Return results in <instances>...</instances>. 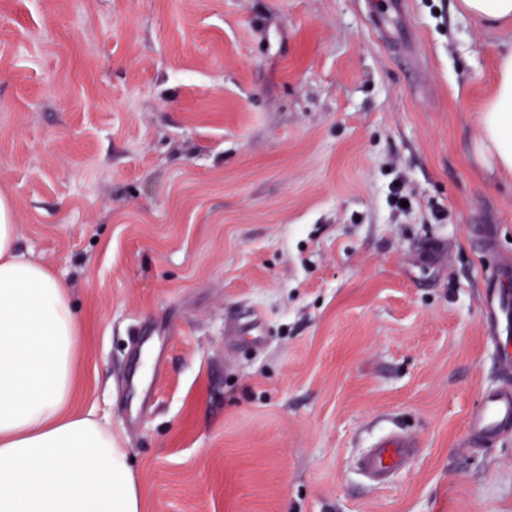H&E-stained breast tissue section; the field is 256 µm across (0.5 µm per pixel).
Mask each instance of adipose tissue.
Listing matches in <instances>:
<instances>
[{"label":"adipose tissue","instance_id":"obj_1","mask_svg":"<svg viewBox=\"0 0 512 512\" xmlns=\"http://www.w3.org/2000/svg\"><path fill=\"white\" fill-rule=\"evenodd\" d=\"M478 122L479 158L512 174V46ZM16 241L0 199V512H142L121 439L70 411L81 329L69 291Z\"/></svg>","mask_w":512,"mask_h":512}]
</instances>
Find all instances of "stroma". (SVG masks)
<instances>
[{"instance_id": "1", "label": "stroma", "mask_w": 512, "mask_h": 512, "mask_svg": "<svg viewBox=\"0 0 512 512\" xmlns=\"http://www.w3.org/2000/svg\"><path fill=\"white\" fill-rule=\"evenodd\" d=\"M377 10L0 0V196L69 290L71 410L121 437L142 512H512V433H466L500 381L512 176L475 145L512 29ZM393 429L414 454L371 485ZM510 281H512V262L505 260L487 278L484 288L485 334L494 345L510 330V292L506 288ZM413 445L396 434L384 435L370 443L357 460L358 470L374 482H385L401 469Z\"/></svg>"}]
</instances>
